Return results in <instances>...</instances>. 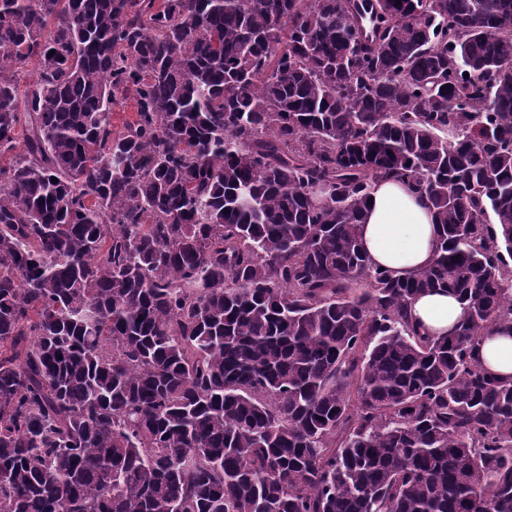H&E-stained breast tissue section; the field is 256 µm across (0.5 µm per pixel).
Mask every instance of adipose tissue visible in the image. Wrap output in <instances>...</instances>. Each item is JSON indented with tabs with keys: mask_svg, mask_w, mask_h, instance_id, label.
<instances>
[{
	"mask_svg": "<svg viewBox=\"0 0 512 512\" xmlns=\"http://www.w3.org/2000/svg\"><path fill=\"white\" fill-rule=\"evenodd\" d=\"M361 242L374 265L394 277L407 278L436 257L439 227L435 213L426 199L405 183L393 178L378 180L364 210ZM408 314L421 331L444 336L453 333L467 310L455 296L430 291L412 300ZM477 357L491 373L512 379V332L490 329Z\"/></svg>",
	"mask_w": 512,
	"mask_h": 512,
	"instance_id": "ef3b65f1",
	"label": "adipose tissue"
}]
</instances>
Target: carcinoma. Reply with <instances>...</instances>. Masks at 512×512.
Wrapping results in <instances>:
<instances>
[{
    "mask_svg": "<svg viewBox=\"0 0 512 512\" xmlns=\"http://www.w3.org/2000/svg\"><path fill=\"white\" fill-rule=\"evenodd\" d=\"M511 258L512 0H0V512H512ZM360 232L371 262L396 278H407L436 258L435 213L424 197L399 180L384 178L374 183ZM408 314L421 331L434 336H449L466 317L467 310L455 296L443 291H430L412 300ZM477 358L491 373L512 379V336L510 330L490 329L484 336Z\"/></svg>",
    "mask_w": 512,
    "mask_h": 512,
    "instance_id": "obj_1",
    "label": "carcinoma"
}]
</instances>
